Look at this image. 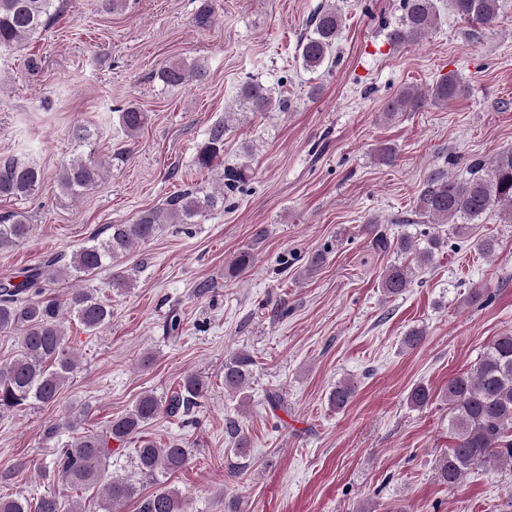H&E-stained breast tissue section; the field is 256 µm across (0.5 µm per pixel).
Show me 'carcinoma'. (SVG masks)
I'll use <instances>...</instances> for the list:
<instances>
[{
    "label": "carcinoma",
    "instance_id": "cac0c4a2",
    "mask_svg": "<svg viewBox=\"0 0 512 512\" xmlns=\"http://www.w3.org/2000/svg\"><path fill=\"white\" fill-rule=\"evenodd\" d=\"M457 15L475 32L494 25L498 0H451ZM60 10V0H0V55L13 53L41 34ZM400 25L391 33L398 43L414 42L436 27L438 15L434 0H402ZM343 23L340 12L326 6L309 22V31L298 41L299 58L308 72H316L332 62L336 38ZM206 66L193 61L175 60L165 64L158 79L166 86L189 81L201 82ZM463 92L453 76L444 77L428 91L403 89L393 96L385 110L389 118L399 112H413L428 103H446ZM237 106L254 114L283 109L284 102L271 88L249 78L239 87ZM147 113L135 106L120 110L119 123L124 134L135 137L145 126ZM226 122H216L208 130L194 158L199 169L210 170L223 159ZM112 163L76 154L65 160L57 174L62 193L78 198L95 187ZM253 177L251 164L242 159L227 164L220 173L222 186L211 192L197 189L169 197L164 207L141 212L130 224H110L105 238L91 239L71 255L63 269L50 271L60 261L55 256L21 272V279L0 281V333L22 331L16 357L0 365V415L21 408L48 405L57 400L79 361L69 349L61 323L74 318L88 332H95L112 321V304L89 288H74L64 300L45 296V290L57 276L88 275L105 264L117 263L137 245L152 239L162 224L199 223L224 192L246 186ZM42 180L38 166L25 158L0 160V198L24 200ZM420 215L435 224L433 232L419 240L411 235L391 237L377 224L365 225L374 249L392 251L399 256L412 254L416 264L396 260L385 270L381 288L390 297L400 295L417 272L433 264L436 253L448 241L444 225L463 234L467 225L496 210L512 222V149L499 152L490 162L477 158L469 166V177L453 179L443 174L430 176L417 200ZM31 225L24 213L9 211L0 215V250L18 246L30 238ZM183 320L177 309L169 311L164 322L168 338L180 337ZM254 359L246 351L233 353L224 362V390L246 401L245 390L253 379ZM209 391L206 379L184 375L177 387L164 396L142 394L124 414L110 420L102 431L78 432L82 413L73 412L61 427L73 433L70 441L53 459L63 485L72 491L102 484L101 500L94 506L102 512H122L126 502L135 499L138 512H187V498L170 486L164 477L182 469L189 454L185 445L170 441L163 445L153 440L137 439L134 468L136 474L154 482L155 488L143 495L137 482L106 472V460L112 449L110 441L121 444L135 438L149 422L164 413L188 416ZM355 386L342 381L328 397L331 407H346ZM448 430L453 440L449 452L437 466V477L449 487L463 481L467 473L491 464L512 467V333L492 340L479 355L473 369L448 379ZM233 442V454L247 458L249 443L236 422L227 425ZM63 496L49 491L39 497L22 494L0 495V512H62Z\"/></svg>",
    "mask_w": 512,
    "mask_h": 512
}]
</instances>
